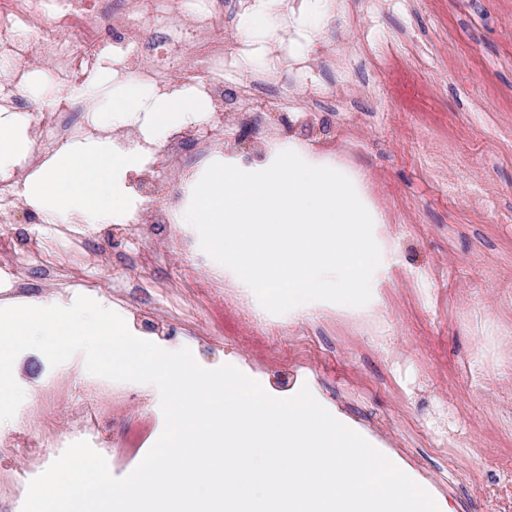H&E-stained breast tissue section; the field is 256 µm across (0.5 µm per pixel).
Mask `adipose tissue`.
<instances>
[{"instance_id": "ef3b65f1", "label": "adipose tissue", "mask_w": 512, "mask_h": 512, "mask_svg": "<svg viewBox=\"0 0 512 512\" xmlns=\"http://www.w3.org/2000/svg\"><path fill=\"white\" fill-rule=\"evenodd\" d=\"M142 101L149 104L145 119L160 139L172 127L200 120L206 110L203 103L176 93L154 97L141 84H126L119 99L100 106L98 135L51 157L27 179V202L53 223H111L127 204L126 177L136 169L137 158L115 154L110 133L127 124L130 104Z\"/></svg>"}]
</instances>
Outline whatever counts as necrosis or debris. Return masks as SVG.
<instances>
[{
  "mask_svg": "<svg viewBox=\"0 0 512 512\" xmlns=\"http://www.w3.org/2000/svg\"><path fill=\"white\" fill-rule=\"evenodd\" d=\"M236 14L235 0H204L196 10L188 0H0V61L8 65L0 72V110L33 115L37 133L34 149L18 163L20 172L36 168L46 152L87 135L85 114L93 109L87 100L45 106L21 97L28 75L79 89L106 63L131 58L138 63L141 80L159 89L180 81L212 106L205 124L175 129L151 148L136 183L135 206L113 227L92 236L57 228L52 246L39 250L36 259L44 284H71L76 258L94 245L102 266L118 268L147 267L175 247L188 267L178 285L191 292L193 304L223 289V278L213 276L214 264L195 234L175 238L168 229L178 223L199 172L224 153L225 109L245 113L253 121L262 154L279 149L288 138L285 117L268 101L270 93L285 91L278 76L257 74L234 98L225 96L224 75L232 67L233 55L224 27ZM161 173L167 177L163 186L157 181ZM140 237L152 239L150 253L125 251L127 242ZM199 269L204 272L200 278L195 275ZM111 409V388L88 386L84 406L61 432L47 402L25 406L15 433L1 438L0 447H24L25 436L35 425L40 428V443L30 451L25 472L8 489V512H21L25 490L39 475L44 454H62L71 443L84 440L106 456L112 447L128 442L132 428L107 430Z\"/></svg>",
  "mask_w": 512,
  "mask_h": 512,
  "instance_id": "necrosis-or-debris-1",
  "label": "necrosis or debris"
}]
</instances>
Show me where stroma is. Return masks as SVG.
<instances>
[{"mask_svg": "<svg viewBox=\"0 0 512 512\" xmlns=\"http://www.w3.org/2000/svg\"><path fill=\"white\" fill-rule=\"evenodd\" d=\"M271 22L254 31L253 13ZM343 0H306L288 15L278 0H241L228 41L242 45L237 80L275 70L273 41L310 54L329 38H347L374 65L378 79L361 86L352 71L322 67L323 93L351 99L349 109L289 115L290 135L309 142L347 128L356 166L385 199L374 238L382 260L365 306L364 330L344 311H288L287 335H260L232 302L216 295L192 313L195 331L164 324L159 284L178 278L183 261L170 252L147 272L126 273L86 256L79 285L42 286L29 275L22 295L0 285V299L74 303L84 295L123 316L135 336L168 351L189 348L213 369L231 364L276 398L309 388L332 416L356 427L453 512H512V0H379L368 38H360ZM240 113L224 114L225 162L265 165L256 138H241ZM456 139V189L438 174L437 151ZM494 188L496 206L469 212L472 190ZM17 254L52 243L53 226L29 204L16 215ZM13 374L26 401L52 398L65 428L81 407L89 373L75 354L62 373L34 349L18 355ZM160 408L157 388L129 384L112 401V427H149Z\"/></svg>", "mask_w": 512, "mask_h": 512, "instance_id": "1", "label": "stroma"}]
</instances>
